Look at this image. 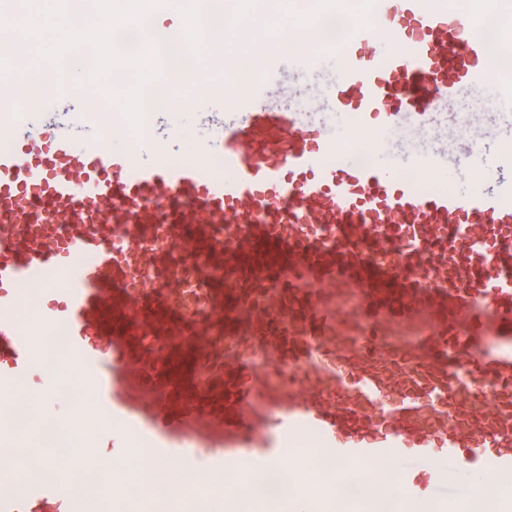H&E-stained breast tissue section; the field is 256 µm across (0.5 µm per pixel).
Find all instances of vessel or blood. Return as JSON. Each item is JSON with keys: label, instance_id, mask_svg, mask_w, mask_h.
Listing matches in <instances>:
<instances>
[{"label": "vessel or blood", "instance_id": "obj_1", "mask_svg": "<svg viewBox=\"0 0 512 512\" xmlns=\"http://www.w3.org/2000/svg\"><path fill=\"white\" fill-rule=\"evenodd\" d=\"M375 33L339 50L336 105L374 146L335 139L255 85L221 146L143 164L137 150L77 146L78 127L19 112L0 127V467L16 428L13 386L40 344L17 316L18 285L57 272L40 313L114 426L112 445L172 468L264 461L294 485L289 512H323L337 490L301 468L302 448L352 467L394 455L411 499L435 504L449 470L512 479V176L476 194L427 191L396 162L451 95L496 83L487 40L448 0H374ZM0 496V512H74L85 467ZM118 501L126 481L97 476Z\"/></svg>", "mask_w": 512, "mask_h": 512}]
</instances>
